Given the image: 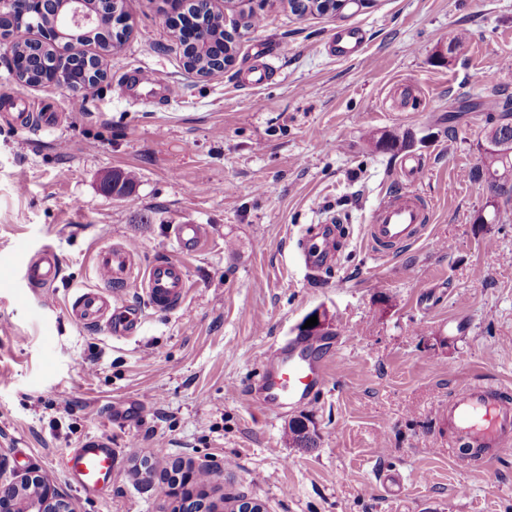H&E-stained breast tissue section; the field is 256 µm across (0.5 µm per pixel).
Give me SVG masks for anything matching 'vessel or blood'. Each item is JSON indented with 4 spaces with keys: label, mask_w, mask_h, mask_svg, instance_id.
Wrapping results in <instances>:
<instances>
[{
    "label": "vessel or blood",
    "mask_w": 512,
    "mask_h": 512,
    "mask_svg": "<svg viewBox=\"0 0 512 512\" xmlns=\"http://www.w3.org/2000/svg\"><path fill=\"white\" fill-rule=\"evenodd\" d=\"M367 43L363 27L338 30L329 49L336 58L359 57ZM429 221L428 209L419 194L406 191L383 199L372 211L366 226L371 252L379 258L393 256L396 249L418 240ZM183 253L198 250L205 236L199 224H179L174 228ZM134 251L130 246L106 244L94 256L98 287L76 291L73 314L83 326L99 333L122 338L132 334L138 323L136 313L112 303V289L129 285L134 274ZM60 274L54 250H45L31 261L26 278L32 287L50 292ZM143 291L149 305L158 312L176 310L183 302L187 272L176 258H161L147 266ZM322 337L312 336L266 355L256 379L254 394L265 412L278 411L312 399L326 380L330 364L317 357ZM448 428V454L456 462L481 467L512 455V395L507 390L475 381L453 390L441 412ZM64 474L87 498L99 499L110 491L118 474L112 441L106 436L85 438L80 447L63 458Z\"/></svg>",
    "instance_id": "obj_1"
}]
</instances>
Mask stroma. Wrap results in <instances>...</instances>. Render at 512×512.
<instances>
[{
  "mask_svg": "<svg viewBox=\"0 0 512 512\" xmlns=\"http://www.w3.org/2000/svg\"><path fill=\"white\" fill-rule=\"evenodd\" d=\"M124 6L129 38L80 101L16 81L0 47V484L33 469L76 512H176L179 497L136 468L209 463L224 472L204 487L219 507L243 495L267 512H512V457L488 474L459 467L439 418L470 379L512 390V211L477 225L487 192L471 176L487 129L477 101L492 83L512 97V0H350L342 15L305 18L254 0L262 22L215 78L184 70L168 0ZM351 25L367 32L364 54L330 56ZM452 29L467 34L456 53ZM140 70L165 82L149 107ZM47 115L56 127L39 128ZM390 135L394 149L374 145ZM116 171L135 176L122 198L103 189ZM410 188L431 203L425 231L374 260L368 217ZM176 224L205 226L196 254H181ZM317 224L341 228L329 268L297 248ZM121 241L144 265L183 258L189 288L170 313L127 288L118 301L140 322L113 339L77 324L71 305L97 284L96 250ZM45 247L62 267L47 297L23 277ZM317 308L340 370L314 400L260 413L249 388L262 358ZM302 412L316 447L286 442ZM100 434L119 472L93 501L61 462Z\"/></svg>",
  "mask_w": 512,
  "mask_h": 512,
  "instance_id": "1",
  "label": "stroma"
}]
</instances>
